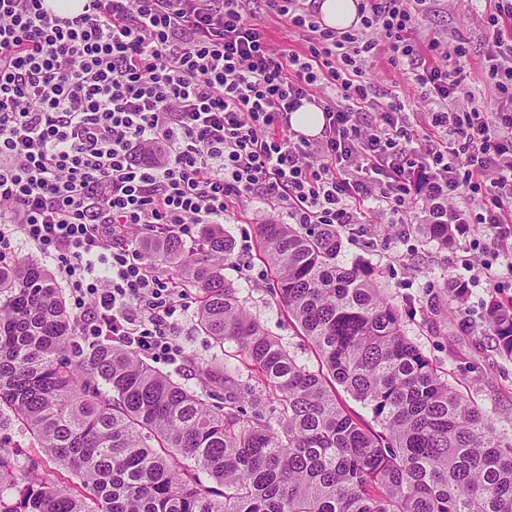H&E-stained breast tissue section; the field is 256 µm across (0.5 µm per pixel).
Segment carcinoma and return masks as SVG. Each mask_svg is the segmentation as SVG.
<instances>
[{
	"instance_id": "carcinoma-1",
	"label": "carcinoma",
	"mask_w": 512,
	"mask_h": 512,
	"mask_svg": "<svg viewBox=\"0 0 512 512\" xmlns=\"http://www.w3.org/2000/svg\"><path fill=\"white\" fill-rule=\"evenodd\" d=\"M418 230L448 245V206ZM257 231L268 291L311 341L316 372L224 280L225 233L205 230L201 253L176 236L150 252L198 290L199 331L235 345L239 366L213 376L222 395L108 336L86 344L47 267L0 264V423L71 475L34 481L0 456V512H512V438L404 335L375 269L336 262V226ZM485 323L512 358V312L493 301ZM338 386L374 425L341 405Z\"/></svg>"
}]
</instances>
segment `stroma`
I'll return each instance as SVG.
<instances>
[{
	"label": "stroma",
	"instance_id": "stroma-1",
	"mask_svg": "<svg viewBox=\"0 0 512 512\" xmlns=\"http://www.w3.org/2000/svg\"><path fill=\"white\" fill-rule=\"evenodd\" d=\"M482 0L462 4L461 0H437L435 9L423 26L424 39L446 35H462L480 55L484 30ZM367 78L377 89L410 102L414 111L423 109V90L408 74L393 68L386 59H378L367 71ZM241 223L224 222L223 230L235 246L255 248L257 222L273 218L288 223L284 210L259 202L244 203L238 210ZM475 237L484 246L482 260L490 268L482 274L472 268L470 240L457 238L448 247L422 242L408 234L404 224L388 223L378 213H368L360 232L340 228L341 250L338 261L345 266L354 264L376 267L381 272L382 293L398 306L402 313V331L417 344L426 356L443 365L448 381L458 391L482 408L497 431L512 436V359L502 358L484 323V305L495 299L512 301V267L508 266L500 245L475 225ZM262 265L253 260L242 263L230 259L224 264V275L237 291L246 310L256 316L274 335L281 339L291 355L309 369L319 364L310 341L301 336L277 301L265 290L258 273ZM471 281L470 296L458 304L444 294L448 280ZM438 303V313H431L430 303ZM176 342L183 351L177 362L150 358L157 370L171 376L177 383L209 389L211 383L200 371V363L223 370L228 360L196 327L195 311H188L177 330ZM0 454L12 464L27 465L29 459L39 463L34 475L41 480L58 479L61 469L40 448L24 436L16 425L0 426Z\"/></svg>",
	"mask_w": 512,
	"mask_h": 512
}]
</instances>
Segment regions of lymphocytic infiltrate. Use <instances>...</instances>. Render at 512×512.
I'll return each mask as SVG.
<instances>
[{
  "instance_id": "1",
  "label": "lymphocytic infiltrate",
  "mask_w": 512,
  "mask_h": 512,
  "mask_svg": "<svg viewBox=\"0 0 512 512\" xmlns=\"http://www.w3.org/2000/svg\"><path fill=\"white\" fill-rule=\"evenodd\" d=\"M46 2L0 0V253L21 238L53 260L85 338L175 360L180 285L132 234L220 224L247 200L344 226L448 201L457 234L485 225L512 255V0H485L489 108L465 39L422 42L435 0H358L345 30L316 0H264L300 51L268 39L251 0ZM380 57L423 88L425 138L375 95ZM305 103L324 114L314 138L291 129Z\"/></svg>"
}]
</instances>
